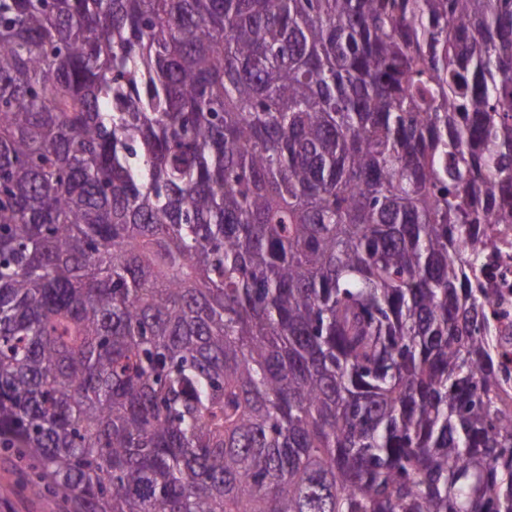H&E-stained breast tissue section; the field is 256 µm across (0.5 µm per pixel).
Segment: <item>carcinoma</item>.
Listing matches in <instances>:
<instances>
[{"instance_id": "cac0c4a2", "label": "carcinoma", "mask_w": 512, "mask_h": 512, "mask_svg": "<svg viewBox=\"0 0 512 512\" xmlns=\"http://www.w3.org/2000/svg\"><path fill=\"white\" fill-rule=\"evenodd\" d=\"M474 224L512 0H0V448L76 512H512Z\"/></svg>"}]
</instances>
